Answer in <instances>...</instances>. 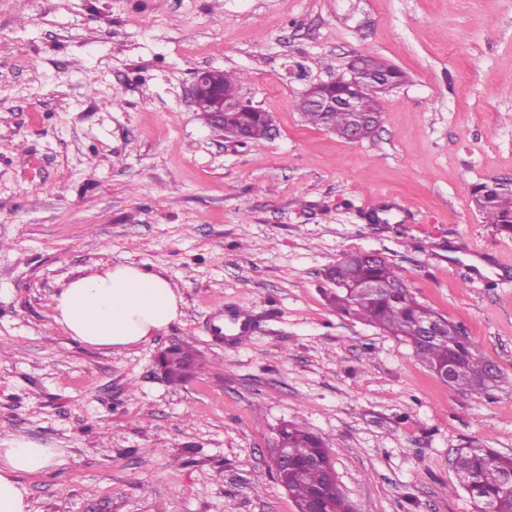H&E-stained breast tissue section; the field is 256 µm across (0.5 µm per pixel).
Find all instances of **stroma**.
I'll return each mask as SVG.
<instances>
[{
    "label": "stroma",
    "instance_id": "35a3bbf8",
    "mask_svg": "<svg viewBox=\"0 0 512 512\" xmlns=\"http://www.w3.org/2000/svg\"><path fill=\"white\" fill-rule=\"evenodd\" d=\"M357 53L404 81L351 144L294 104ZM206 67L242 76L273 136L233 143L194 110ZM494 177H512V0H0V438L64 454L20 476L32 512H297L271 460L288 421L323 438L354 512H474L456 449L512 455V237L470 197ZM358 251L468 333L493 398L331 303L327 267ZM116 264L183 299L120 353L51 308ZM218 301L250 336H212ZM173 343L200 359L175 384L155 365Z\"/></svg>",
    "mask_w": 512,
    "mask_h": 512
}]
</instances>
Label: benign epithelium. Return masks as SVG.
I'll list each match as a JSON object with an SVG mask.
<instances>
[{"label": "benign epithelium", "mask_w": 512, "mask_h": 512, "mask_svg": "<svg viewBox=\"0 0 512 512\" xmlns=\"http://www.w3.org/2000/svg\"><path fill=\"white\" fill-rule=\"evenodd\" d=\"M213 69H198L193 74L190 97L194 107H204L211 112L214 124L224 127L226 112H259L268 127H273L272 116L253 104L251 98L236 89L232 94L222 93L213 81ZM402 78L396 75V68L389 64L385 72L375 71L372 57L356 55L346 65L345 80L341 85L335 82H310L302 92L301 99L306 106L325 113V129L336 131L331 122L332 113L339 110L362 113L359 125L348 128L342 138L350 143L361 142L377 132L381 125V111L369 106L367 96L380 97L397 88ZM272 465L275 473H283L291 466L290 449L284 429H279L273 447Z\"/></svg>", "instance_id": "7a95c632"}]
</instances>
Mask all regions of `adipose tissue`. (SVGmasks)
I'll list each match as a JSON object with an SVG mask.
<instances>
[{"label": "adipose tissue", "mask_w": 512, "mask_h": 512, "mask_svg": "<svg viewBox=\"0 0 512 512\" xmlns=\"http://www.w3.org/2000/svg\"><path fill=\"white\" fill-rule=\"evenodd\" d=\"M182 298L163 275L117 264L73 279L53 299V319L79 342L122 352L148 342L179 315ZM58 449L26 438L0 448V512H31L17 477L60 464Z\"/></svg>", "instance_id": "ef3b65f1"}]
</instances>
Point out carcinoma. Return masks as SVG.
Returning <instances> with one entry per match:
<instances>
[{"mask_svg":"<svg viewBox=\"0 0 512 512\" xmlns=\"http://www.w3.org/2000/svg\"><path fill=\"white\" fill-rule=\"evenodd\" d=\"M224 126L244 127L253 140L265 138L268 133L256 113L229 112L224 116ZM471 203L485 223L503 235L512 236L511 187L489 181L479 183L473 189ZM326 277L343 290V294L336 295L338 309L409 342L417 358L434 373L448 365L454 366L448 388L486 396L499 389L485 381L491 361L480 354L461 327L421 304L383 258L370 260L360 252L350 253L331 266ZM431 324L438 328V335H419L420 329ZM162 364L169 381H181L189 375V366L195 364V353L177 347L162 355ZM286 436L297 461L303 463L316 453L332 460L322 439L302 425L288 424ZM459 454L462 461L456 468L457 479L476 509L492 502L497 512H512V483L507 481L512 474V456L477 447L461 448ZM324 480L322 469L300 468L288 476V489L299 504L308 500Z\"/></svg>","mask_w":512,"mask_h":512,"instance_id":"obj_1","label":"carcinoma"}]
</instances>
